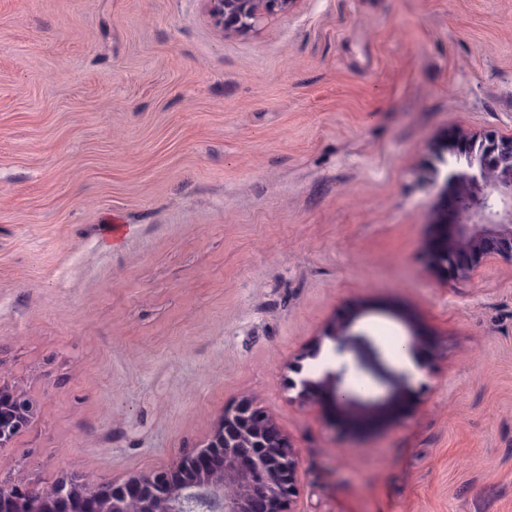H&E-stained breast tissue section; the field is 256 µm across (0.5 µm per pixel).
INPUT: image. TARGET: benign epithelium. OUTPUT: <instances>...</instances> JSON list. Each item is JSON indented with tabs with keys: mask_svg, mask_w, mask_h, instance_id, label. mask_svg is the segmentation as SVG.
Instances as JSON below:
<instances>
[{
	"mask_svg": "<svg viewBox=\"0 0 512 512\" xmlns=\"http://www.w3.org/2000/svg\"><path fill=\"white\" fill-rule=\"evenodd\" d=\"M214 23L225 31H256L267 17L288 12L294 0H205ZM468 158L449 181L455 222L448 245L436 261L453 276L471 277L490 260L512 264V137L487 131L452 141ZM340 359L318 381L301 380L299 396L314 394L329 411L354 396L345 389L353 370H363L396 396L394 376L381 352L365 335L340 322L326 333ZM32 405L0 387V447L29 423ZM299 460L274 419L244 400L224 412L206 446L175 471L134 475L120 484L61 481L36 493L20 480L0 484V512H292Z\"/></svg>",
	"mask_w": 512,
	"mask_h": 512,
	"instance_id": "7a95c632",
	"label": "benign epithelium"
}]
</instances>
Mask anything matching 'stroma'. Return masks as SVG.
Wrapping results in <instances>:
<instances>
[{"instance_id":"1","label":"stroma","mask_w":512,"mask_h":512,"mask_svg":"<svg viewBox=\"0 0 512 512\" xmlns=\"http://www.w3.org/2000/svg\"><path fill=\"white\" fill-rule=\"evenodd\" d=\"M512 137V0H0V483L167 469L251 399L294 512H512V265L448 275L450 138ZM419 343L363 432L297 381L325 332ZM214 23L225 31L255 32L267 17L288 12L296 0H204ZM32 405L22 395L0 387V447L7 446L29 423Z\"/></svg>"}]
</instances>
